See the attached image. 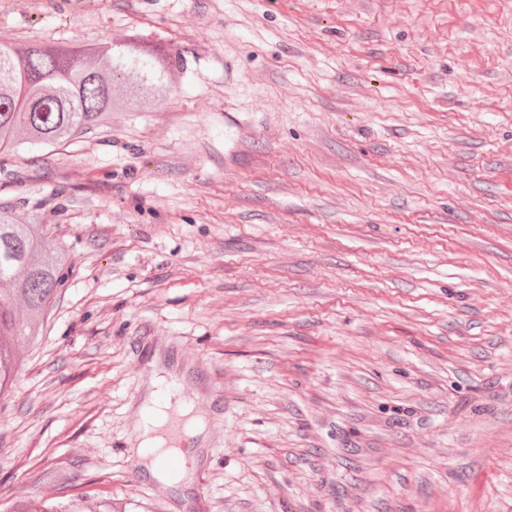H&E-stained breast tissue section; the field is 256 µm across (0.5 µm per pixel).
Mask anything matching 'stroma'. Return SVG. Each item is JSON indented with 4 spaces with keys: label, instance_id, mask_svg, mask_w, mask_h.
Returning a JSON list of instances; mask_svg holds the SVG:
<instances>
[{
    "label": "stroma",
    "instance_id": "1",
    "mask_svg": "<svg viewBox=\"0 0 512 512\" xmlns=\"http://www.w3.org/2000/svg\"><path fill=\"white\" fill-rule=\"evenodd\" d=\"M174 89L0 158L73 264L0 398V512H512V0H0ZM197 396L186 491L134 451ZM151 391L144 405L143 424L137 437L136 454L142 460L146 471L154 478L164 479L156 466V456L163 451H178L180 448H166L176 442L177 434L172 422L175 416L188 414V410L175 409L170 415V400L164 398L167 376L154 369L150 378Z\"/></svg>",
    "mask_w": 512,
    "mask_h": 512
}]
</instances>
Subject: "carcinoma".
I'll use <instances>...</instances> for the list:
<instances>
[{"mask_svg": "<svg viewBox=\"0 0 512 512\" xmlns=\"http://www.w3.org/2000/svg\"><path fill=\"white\" fill-rule=\"evenodd\" d=\"M175 58L130 36L73 42L0 43V156L57 145L112 123V113L167 100ZM70 255L42 224L0 206V396L17 349L38 336L64 287Z\"/></svg>", "mask_w": 512, "mask_h": 512, "instance_id": "cac0c4a2", "label": "carcinoma"}]
</instances>
